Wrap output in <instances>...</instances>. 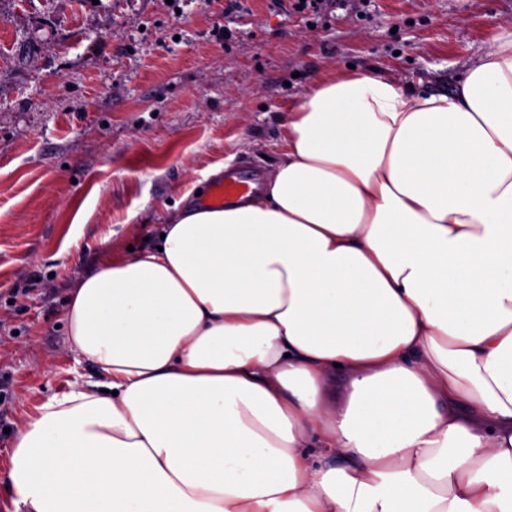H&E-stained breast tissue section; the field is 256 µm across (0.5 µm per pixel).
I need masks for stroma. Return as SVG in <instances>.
Segmentation results:
<instances>
[{
    "mask_svg": "<svg viewBox=\"0 0 512 512\" xmlns=\"http://www.w3.org/2000/svg\"><path fill=\"white\" fill-rule=\"evenodd\" d=\"M508 22L512 0H0V512L15 430L93 372L65 313L107 251L216 167L269 175L330 69L448 92Z\"/></svg>",
    "mask_w": 512,
    "mask_h": 512,
    "instance_id": "stroma-1",
    "label": "stroma"
}]
</instances>
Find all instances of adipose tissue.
<instances>
[{
    "mask_svg": "<svg viewBox=\"0 0 512 512\" xmlns=\"http://www.w3.org/2000/svg\"><path fill=\"white\" fill-rule=\"evenodd\" d=\"M283 159L68 300L16 512H512V24L448 94L333 70Z\"/></svg>",
    "mask_w": 512,
    "mask_h": 512,
    "instance_id": "adipose-tissue-1",
    "label": "adipose tissue"
}]
</instances>
